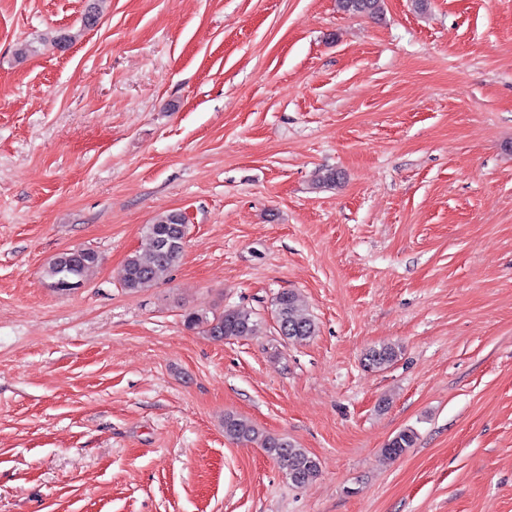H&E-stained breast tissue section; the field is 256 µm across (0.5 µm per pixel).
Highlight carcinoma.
Wrapping results in <instances>:
<instances>
[{
    "label": "carcinoma",
    "instance_id": "cac0c4a2",
    "mask_svg": "<svg viewBox=\"0 0 512 512\" xmlns=\"http://www.w3.org/2000/svg\"><path fill=\"white\" fill-rule=\"evenodd\" d=\"M339 8L350 14L374 15L380 9V0H338ZM187 235L185 216L178 211L157 215L152 223L144 226L142 254L130 255L122 268L123 287L129 292H140L163 280L183 258ZM100 264V256L91 249L80 253L68 249L57 254L45 270L50 286L58 292L66 283H82ZM278 333L287 343H301L317 332L315 320L305 312L300 296L293 291L280 293L275 303ZM189 329H202L214 340L239 336H257L261 324L248 311L229 308L209 316L196 311L184 315ZM398 355L391 344L374 346L364 355L365 365L381 369L391 364ZM224 435L238 443H257L285 470L292 484L301 486L314 480L319 473L317 460L290 440L261 431L250 420L228 414L224 417ZM416 433L404 429L397 433L384 448L386 457L401 456L415 444Z\"/></svg>",
    "mask_w": 512,
    "mask_h": 512
}]
</instances>
